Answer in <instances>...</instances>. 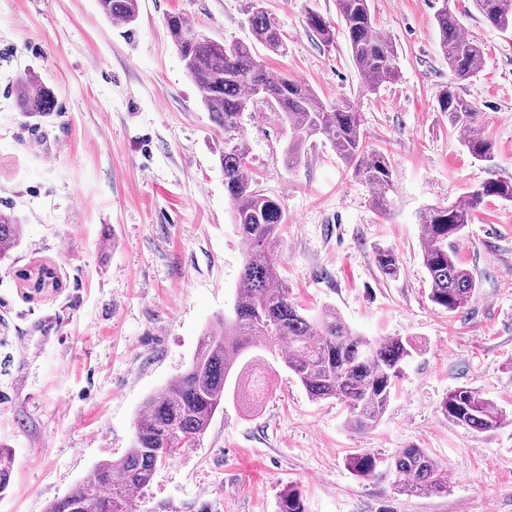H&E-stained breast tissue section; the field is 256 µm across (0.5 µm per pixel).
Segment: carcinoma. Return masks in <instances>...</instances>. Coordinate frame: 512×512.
I'll return each mask as SVG.
<instances>
[{"instance_id":"cac0c4a2","label":"carcinoma","mask_w":512,"mask_h":512,"mask_svg":"<svg viewBox=\"0 0 512 512\" xmlns=\"http://www.w3.org/2000/svg\"><path fill=\"white\" fill-rule=\"evenodd\" d=\"M473 4L493 27L512 29V0H473ZM98 5L107 18L133 34L139 0H98ZM336 12L366 91L396 80L399 71L392 39L376 28L369 0H336ZM248 22L252 43H221L198 32L180 14L166 17L187 75L212 121L224 130V151L219 154L224 192L233 205L236 230L247 244L232 314L206 329L188 367L146 399L135 422L131 448L115 460L96 463L47 512H117L119 504L125 512H134L133 493L149 486L162 457L171 459L177 449L200 442L228 395L252 409L262 404L272 381L268 353L294 374L312 401L343 403L348 428L365 432L380 422L405 365L419 351L409 338L362 336L333 308L308 314L291 297L274 251L286 223L285 211L247 174L249 147L240 134L241 114L258 102L282 113L295 137L288 146L290 158L306 139L327 137L353 175L373 189L374 204L383 213L390 210L396 191L394 170L385 153L364 145L360 112L349 105H325L309 85L256 59V43L275 55L284 50L279 22L258 0H250ZM435 22L451 73L437 95V111L448 113L466 129L463 146L469 155L486 160L494 144L484 133L479 109L460 93V83L481 70L485 48L462 35L461 19L448 5L438 9ZM306 24L324 45L334 42L336 28L319 13H307ZM17 94L28 118L57 111L54 92L39 81L23 80ZM490 198L512 202L511 175L482 183L461 203L432 205L420 212L429 299L450 313L464 309L478 288L473 272L458 256L455 240ZM21 239L17 217L0 211V259L9 257ZM374 261L385 278L399 275L393 250H377ZM440 408L449 420L478 433L494 431L506 420L501 408L469 387L449 391ZM347 464L361 478L374 476L379 465H386L401 494L447 490L446 468L424 448H405L387 459L364 451L350 455ZM13 466L12 453L0 448V494L10 486ZM276 512H307L300 487L290 484L280 490Z\"/></svg>"}]
</instances>
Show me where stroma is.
<instances>
[{
	"mask_svg": "<svg viewBox=\"0 0 512 512\" xmlns=\"http://www.w3.org/2000/svg\"><path fill=\"white\" fill-rule=\"evenodd\" d=\"M133 35L97 0H0V211L23 240L0 262V446L15 463L0 512H46L94 463L131 447L145 399L188 366L205 328L230 314L245 242L224 193L213 124L165 26L182 13L219 42L251 39L248 0H139ZM285 50L255 46L270 69L309 84L329 106L362 114L367 148L386 153L396 192L389 215L322 136L297 163L276 112L240 117L249 167L284 206L281 275L304 308L333 307L357 332L421 346L371 430L346 425L336 400L313 402L276 367L255 410L226 399L199 445L160 465L139 512H276L298 485L308 512H512V424L483 434L449 421L443 397L479 390L512 412V203L491 199L457 242L479 287L465 313L428 298L419 212L512 175V31L471 0H371L397 50L399 78L369 93L344 34L327 47L308 12L336 20V0H264ZM461 15L481 42V71L461 85L483 115L494 156L472 159L435 99L450 77L434 16ZM50 87L58 110L37 121L17 105L20 77ZM399 259L397 278L374 262ZM54 285L36 289L39 269ZM425 448L448 468L443 494L406 496L395 477L355 476L354 453ZM375 264L381 274L388 279L396 278L400 273L399 261L396 253L387 248H379L374 256Z\"/></svg>",
	"mask_w": 512,
	"mask_h": 512,
	"instance_id": "obj_1",
	"label": "stroma"
}]
</instances>
